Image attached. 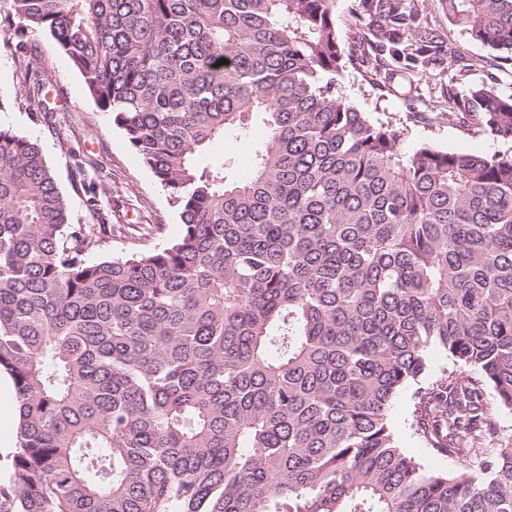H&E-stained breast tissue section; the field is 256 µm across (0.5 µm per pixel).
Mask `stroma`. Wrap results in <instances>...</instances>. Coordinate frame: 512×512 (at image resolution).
<instances>
[{
    "label": "stroma",
    "mask_w": 512,
    "mask_h": 512,
    "mask_svg": "<svg viewBox=\"0 0 512 512\" xmlns=\"http://www.w3.org/2000/svg\"><path fill=\"white\" fill-rule=\"evenodd\" d=\"M417 9L418 29L437 41L426 63L410 59L408 44L382 45L369 33L371 17L360 0H333V13L344 53L352 54L336 77L335 91L371 118L389 117L404 130L403 145L422 142L457 152L493 153L501 142L470 132L471 119L449 121L469 90L488 85L512 95V73L493 50L449 22L438 0H403ZM13 18L9 0H0V125L41 147L56 182L66 196L75 223L155 224L159 231L144 239L147 247L164 244L181 228L179 212L150 168L129 147L109 113L97 109L84 93V80L54 41L44 32L29 33L24 46L10 36ZM457 46L460 60L448 56ZM41 57L47 71V96L38 103L26 94V53ZM55 108L59 122L43 117ZM102 186L91 195L88 184ZM411 392L394 402L390 416L403 447L426 466L439 460L409 428Z\"/></svg>",
    "instance_id": "stroma-1"
}]
</instances>
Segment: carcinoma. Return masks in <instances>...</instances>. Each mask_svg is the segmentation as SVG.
Here are the masks:
<instances>
[{
  "mask_svg": "<svg viewBox=\"0 0 512 512\" xmlns=\"http://www.w3.org/2000/svg\"><path fill=\"white\" fill-rule=\"evenodd\" d=\"M10 2L13 38L51 36L181 232L89 260L127 228L72 223L40 146L0 126L19 409L0 512H512V95L464 100L506 149L405 150L334 90L332 0ZM440 3L512 62V0ZM362 7L400 40L401 0ZM257 117L246 176L198 163ZM434 349L463 371L424 387ZM412 386L411 428L461 471L402 448L389 416Z\"/></svg>",
  "mask_w": 512,
  "mask_h": 512,
  "instance_id": "cac0c4a2",
  "label": "carcinoma"
}]
</instances>
